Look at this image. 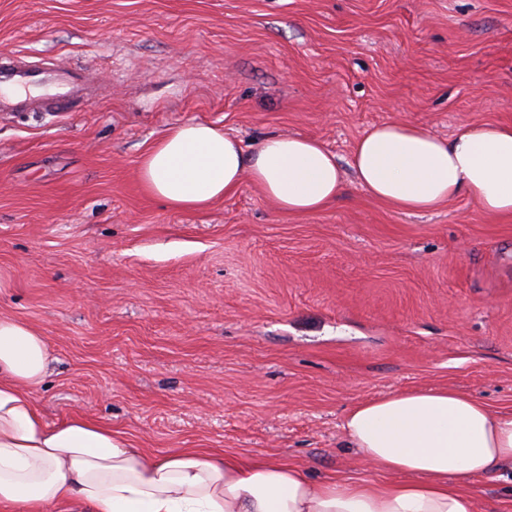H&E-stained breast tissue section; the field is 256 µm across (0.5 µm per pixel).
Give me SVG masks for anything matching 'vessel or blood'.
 Returning <instances> with one entry per match:
<instances>
[{
    "mask_svg": "<svg viewBox=\"0 0 512 512\" xmlns=\"http://www.w3.org/2000/svg\"><path fill=\"white\" fill-rule=\"evenodd\" d=\"M87 85L86 75L80 72L40 66L20 52H0V110L38 112L46 100L66 103Z\"/></svg>",
    "mask_w": 512,
    "mask_h": 512,
    "instance_id": "obj_1",
    "label": "vessel or blood"
}]
</instances>
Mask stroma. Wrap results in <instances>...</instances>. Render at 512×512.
I'll return each instance as SVG.
<instances>
[{
    "label": "stroma",
    "mask_w": 512,
    "mask_h": 512,
    "mask_svg": "<svg viewBox=\"0 0 512 512\" xmlns=\"http://www.w3.org/2000/svg\"><path fill=\"white\" fill-rule=\"evenodd\" d=\"M2 49L94 82L0 112V315L46 339L48 421L383 483L341 428L359 403L451 387L512 409V220L464 196L407 215L350 173L312 215L248 183L178 211L137 175L187 121L248 150L314 137L344 167L376 123H512V0H0ZM473 485L512 512L511 469Z\"/></svg>",
    "instance_id": "stroma-1"
}]
</instances>
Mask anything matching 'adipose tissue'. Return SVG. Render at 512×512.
Segmentation results:
<instances>
[{"mask_svg": "<svg viewBox=\"0 0 512 512\" xmlns=\"http://www.w3.org/2000/svg\"><path fill=\"white\" fill-rule=\"evenodd\" d=\"M351 167L376 200L430 213L467 196L512 219V123L460 125L442 139L387 121L355 142ZM140 183L175 210L202 208L250 182L288 215L323 211L344 180L320 141L271 134L252 151L216 127H170L142 155ZM47 342L30 323L0 316V506L50 512H476L466 483L512 467V411L455 389L396 391L356 405L342 428L351 448L397 481H316L299 466L182 448L155 455L81 417L48 423L32 393L48 372Z\"/></svg>", "mask_w": 512, "mask_h": 512, "instance_id": "obj_1", "label": "adipose tissue"}]
</instances>
